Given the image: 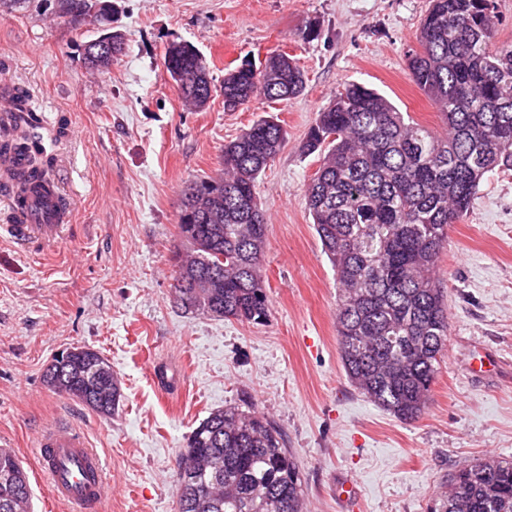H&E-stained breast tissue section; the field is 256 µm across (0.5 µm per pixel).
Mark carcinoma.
<instances>
[{
  "mask_svg": "<svg viewBox=\"0 0 512 512\" xmlns=\"http://www.w3.org/2000/svg\"><path fill=\"white\" fill-rule=\"evenodd\" d=\"M496 0H430L418 49L409 51L413 81L446 127L436 135L405 117L377 89L346 84L317 115L303 142L321 163L306 206L339 283L336 332L350 382L403 421L423 412L448 340V309L433 272L448 245V227L469 211L486 174L512 168V42L495 40ZM70 23L84 24L98 7L111 22L109 0H58ZM104 71L112 58L88 56ZM166 72L196 108L211 97L209 65L192 45H171ZM306 89L303 70L273 50L244 60L224 76V108L257 97L291 100ZM10 123L0 132V166L22 192L40 195L51 183L53 158L32 140L28 95L8 90ZM282 126L260 119L224 145V176L189 184L179 215L190 245L174 281L187 312L261 323L270 314L261 271L266 216L260 174L284 147ZM50 390L110 415L121 388L106 360L76 349ZM0 512H31L28 476L15 454L0 448ZM179 512H302L295 457L267 417L226 405L188 438L176 473ZM433 512H512V457L489 456L457 470Z\"/></svg>",
  "mask_w": 512,
  "mask_h": 512,
  "instance_id": "1",
  "label": "carcinoma"
}]
</instances>
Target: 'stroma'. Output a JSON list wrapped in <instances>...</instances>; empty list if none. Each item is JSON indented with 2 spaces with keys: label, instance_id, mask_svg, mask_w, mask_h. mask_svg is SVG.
Wrapping results in <instances>:
<instances>
[{
  "label": "stroma",
  "instance_id": "35a3bbf8",
  "mask_svg": "<svg viewBox=\"0 0 512 512\" xmlns=\"http://www.w3.org/2000/svg\"><path fill=\"white\" fill-rule=\"evenodd\" d=\"M125 50L104 72L77 48L92 25L68 24L57 0L0 8V88L28 90L54 157L68 218L59 243L20 245L0 197V448L22 462L32 512L56 502L33 452L38 428L62 418L105 458L102 512H178L176 471L192 430L212 411L247 404L281 429L300 464L304 512H429L450 475L486 456H512V170L490 172L450 227L436 278L448 341L418 419L398 420L348 380L336 335V273L306 207L320 165L301 149L345 83L385 94L443 132L407 55L429 0H114ZM316 27L310 42L302 33ZM206 58L212 96L186 105L164 69L170 44ZM287 53L303 95L224 108V75L247 58ZM271 116L286 145L258 179L268 229L262 267L270 316L261 324L189 313L175 304L182 191L218 177L224 146ZM87 347L121 384L99 414L51 391L60 352ZM353 479L352 505L337 498Z\"/></svg>",
  "mask_w": 512,
  "mask_h": 512
}]
</instances>
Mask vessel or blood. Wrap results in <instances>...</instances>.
<instances>
[{"label": "vessel or blood", "instance_id": "obj_1", "mask_svg": "<svg viewBox=\"0 0 512 512\" xmlns=\"http://www.w3.org/2000/svg\"><path fill=\"white\" fill-rule=\"evenodd\" d=\"M65 210L61 193L34 197L17 212L8 231L18 243L54 241ZM34 447L53 499L100 512L108 491L104 462L78 427L65 420L47 422L36 432Z\"/></svg>", "mask_w": 512, "mask_h": 512}]
</instances>
